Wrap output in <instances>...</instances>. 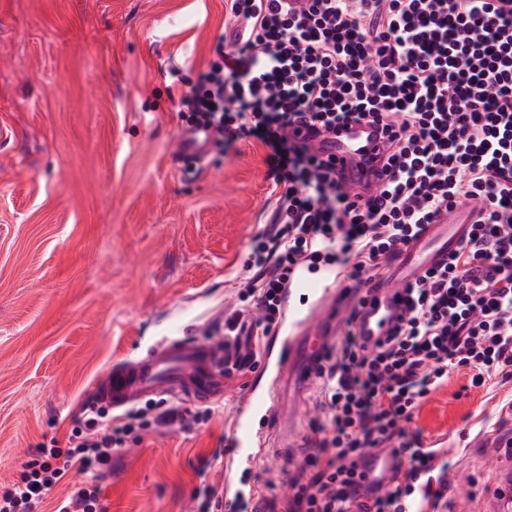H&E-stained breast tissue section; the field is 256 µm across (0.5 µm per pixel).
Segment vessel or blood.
Here are the masks:
<instances>
[{
    "instance_id": "obj_1",
    "label": "vessel or blood",
    "mask_w": 512,
    "mask_h": 512,
    "mask_svg": "<svg viewBox=\"0 0 512 512\" xmlns=\"http://www.w3.org/2000/svg\"><path fill=\"white\" fill-rule=\"evenodd\" d=\"M312 146L335 162L337 173L347 175L356 163L370 164L374 126L367 120L353 122L337 135H314ZM177 147L184 157L205 159L212 148L210 132L202 125L185 126ZM468 230V223L448 214L412 238L396 264L369 282L355 298L356 336L370 344L387 336L404 314L403 287L414 284L428 268L445 262ZM289 323L292 332L277 378L266 390L245 393L225 437L226 512H243L261 495V486L239 487L236 473L241 468L260 471L270 456L272 434L293 430L301 395L316 378L326 350L342 326L340 317L312 309L290 317ZM244 350V343L235 336L202 339L181 332L161 339L145 355L115 362L95 384L94 395L100 404L115 411L150 397L182 396L196 403H210L223 398L224 380ZM257 415L266 417L265 428L253 427L252 419ZM399 464V457L388 448L376 449L359 460L360 493L349 512H365L374 494L389 486Z\"/></svg>"
}]
</instances>
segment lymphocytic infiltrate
Here are the masks:
<instances>
[{
	"label": "lymphocytic infiltrate",
	"instance_id": "lymphocytic-infiltrate-1",
	"mask_svg": "<svg viewBox=\"0 0 512 512\" xmlns=\"http://www.w3.org/2000/svg\"><path fill=\"white\" fill-rule=\"evenodd\" d=\"M232 29L197 85L167 88L192 124L231 148L256 140L282 192L272 230L253 240L240 292L256 298L255 342L275 332L296 273L325 263L361 285L424 225L463 204L473 222L447 262L406 289L407 316L369 349L344 332L319 374L326 414L315 449L290 480L288 512H346L358 458L389 447L401 459L373 512H405L431 465L406 431L451 371L472 388L512 378V0H227ZM375 122L387 151L367 196L292 133ZM198 414L160 401L109 418L84 406L65 448H35L0 512H107L98 480L129 434ZM82 474L72 482L71 473Z\"/></svg>",
	"mask_w": 512,
	"mask_h": 512
}]
</instances>
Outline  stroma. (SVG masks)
<instances>
[{"label": "stroma", "mask_w": 512, "mask_h": 512, "mask_svg": "<svg viewBox=\"0 0 512 512\" xmlns=\"http://www.w3.org/2000/svg\"><path fill=\"white\" fill-rule=\"evenodd\" d=\"M224 0H0V486L28 453L68 447L74 418L112 363L187 329L224 332L240 308L244 266L279 195L263 148H214L195 168L167 97L173 72L196 83L223 37ZM237 374L190 429L161 426L113 453L108 512H195L196 488L224 485V431L247 385ZM451 375L416 411L424 440L448 442L470 512H500L512 447L492 429L512 380L471 389ZM301 398L297 447L276 448L257 477L283 505L325 409Z\"/></svg>", "instance_id": "35a3bbf8"}]
</instances>
